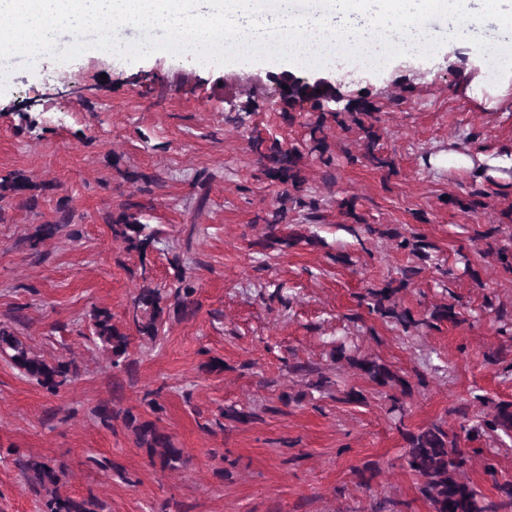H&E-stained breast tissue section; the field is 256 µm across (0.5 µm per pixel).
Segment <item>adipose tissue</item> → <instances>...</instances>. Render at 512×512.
Instances as JSON below:
<instances>
[{
    "label": "adipose tissue",
    "instance_id": "adipose-tissue-1",
    "mask_svg": "<svg viewBox=\"0 0 512 512\" xmlns=\"http://www.w3.org/2000/svg\"><path fill=\"white\" fill-rule=\"evenodd\" d=\"M430 9L447 14L446 34L420 25ZM0 17V53L40 60L120 26L154 31L186 54L220 56L234 68L327 59L377 34L398 43L403 58L438 44L477 53L476 31L497 17L502 38L512 39V0H312L305 9L296 0H0Z\"/></svg>",
    "mask_w": 512,
    "mask_h": 512
}]
</instances>
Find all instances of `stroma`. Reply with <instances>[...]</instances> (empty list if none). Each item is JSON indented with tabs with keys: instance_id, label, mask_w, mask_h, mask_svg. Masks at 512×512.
<instances>
[{
	"instance_id": "stroma-1",
	"label": "stroma",
	"mask_w": 512,
	"mask_h": 512,
	"mask_svg": "<svg viewBox=\"0 0 512 512\" xmlns=\"http://www.w3.org/2000/svg\"><path fill=\"white\" fill-rule=\"evenodd\" d=\"M115 37L118 50L107 58L67 47L38 64L28 57L0 65V176L19 172L49 187L34 210L19 196L0 201V322L22 316L17 330L35 352L81 369L51 394L0 358V512H41L40 496L17 466L29 456L63 467L60 493L95 496L103 512H370L384 498L430 512L403 464L404 441L384 397L354 370L336 367L330 342L349 337L403 373L434 364L427 387L407 400L410 429L477 394L512 401V376L486 360L499 343L498 323L482 308L489 297L512 309V275L484 255L477 238L512 224L505 216L512 178L481 166L512 152V96L494 95V70L466 49L428 46L413 61L370 66L344 46L335 65L295 64L296 76H332L345 96L364 92L381 105L379 144L394 162L389 171L371 166L357 133L330 126L332 165L304 159L301 196L319 203L310 221L283 186L259 178L249 148L253 132L300 145L314 117L310 104L282 102L277 68L198 63L170 50L148 57L138 52L137 30ZM287 110L294 122L283 120ZM458 154L474 159L473 168L452 166ZM127 171L144 181L127 182ZM203 175L208 199L199 212ZM474 188L488 194L478 214L457 205ZM343 200L353 201L361 224L342 213ZM129 201L158 234L144 257L126 250L103 220ZM62 204L73 212L71 224L30 249L37 227L56 220ZM275 209L318 245L260 248L263 218ZM368 224L423 233L437 245L441 266L471 254L479 281L462 276L449 287L439 268L428 267L399 299L417 312L453 297L475 310V320L412 339L377 319L347 322L365 288L415 263L394 240L368 235ZM339 253L350 264L337 263ZM178 255L196 283L195 315L166 317L156 341L133 339L128 369L113 368L94 343L93 309H108L130 330L132 298L145 287H169ZM278 284L290 307L269 300ZM214 359L222 371L209 370ZM288 359L337 375L363 390L367 404L315 394L282 407V395L306 388L286 371ZM156 389L157 413L143 401ZM103 404L157 422L183 449L185 466L164 473L149 466L122 420L107 428L95 418ZM228 404L263 413L207 430ZM474 448L467 476L497 499L496 483L512 481V441L480 439ZM491 451L493 477L483 468Z\"/></svg>"
}]
</instances>
